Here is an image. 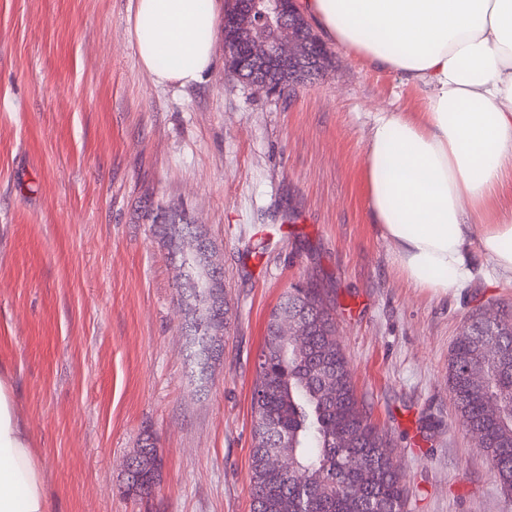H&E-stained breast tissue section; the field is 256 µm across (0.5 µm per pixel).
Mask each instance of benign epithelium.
<instances>
[{
  "mask_svg": "<svg viewBox=\"0 0 512 512\" xmlns=\"http://www.w3.org/2000/svg\"><path fill=\"white\" fill-rule=\"evenodd\" d=\"M296 0H233L224 12V60L235 75L261 92H281L278 78L320 69L323 54L304 50L300 34L288 25ZM269 28L270 38L262 34Z\"/></svg>",
  "mask_w": 512,
  "mask_h": 512,
  "instance_id": "1",
  "label": "benign epithelium"
}]
</instances>
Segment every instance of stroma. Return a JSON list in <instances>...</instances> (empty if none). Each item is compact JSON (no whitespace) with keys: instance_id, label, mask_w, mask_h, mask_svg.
<instances>
[{"instance_id":"35a3bbf8","label":"stroma","mask_w":512,"mask_h":512,"mask_svg":"<svg viewBox=\"0 0 512 512\" xmlns=\"http://www.w3.org/2000/svg\"><path fill=\"white\" fill-rule=\"evenodd\" d=\"M132 14L133 0H0V364L53 512H249L257 357L306 282L404 512H512L448 392L463 321L511 307L512 285L412 287L369 216L366 135L376 112L419 110L417 91L330 40L318 75L280 95L220 57L194 87H158ZM157 209L201 225L222 271L223 353L203 379ZM148 436L161 482L129 499L126 459Z\"/></svg>"}]
</instances>
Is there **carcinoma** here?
Instances as JSON below:
<instances>
[{
    "label": "carcinoma",
    "instance_id": "obj_1",
    "mask_svg": "<svg viewBox=\"0 0 512 512\" xmlns=\"http://www.w3.org/2000/svg\"><path fill=\"white\" fill-rule=\"evenodd\" d=\"M177 293H200L216 345L190 335L194 355L206 362L220 355L225 324L218 304L226 300L218 271L200 277L192 261ZM288 316L300 336H280ZM448 389L455 407L481 437L480 450L503 492L512 496V313L488 320L477 313L462 325L451 349ZM254 425L250 457L251 512H403L405 490L386 440L359 406L335 326L315 288L288 289L271 311L252 392ZM152 465L136 479L124 478L134 499L151 497L160 484L161 459L151 439ZM278 451L288 468L274 471ZM348 485L350 496L337 489Z\"/></svg>",
    "mask_w": 512,
    "mask_h": 512
}]
</instances>
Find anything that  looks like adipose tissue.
I'll return each mask as SVG.
<instances>
[{"label": "adipose tissue", "instance_id": "obj_1", "mask_svg": "<svg viewBox=\"0 0 512 512\" xmlns=\"http://www.w3.org/2000/svg\"><path fill=\"white\" fill-rule=\"evenodd\" d=\"M325 36L420 94L377 113L365 148L373 224L414 287L457 293L472 256L512 282V0H303ZM215 0H134L132 33L155 85L200 83L215 58ZM0 373V512H51Z\"/></svg>", "mask_w": 512, "mask_h": 512}]
</instances>
